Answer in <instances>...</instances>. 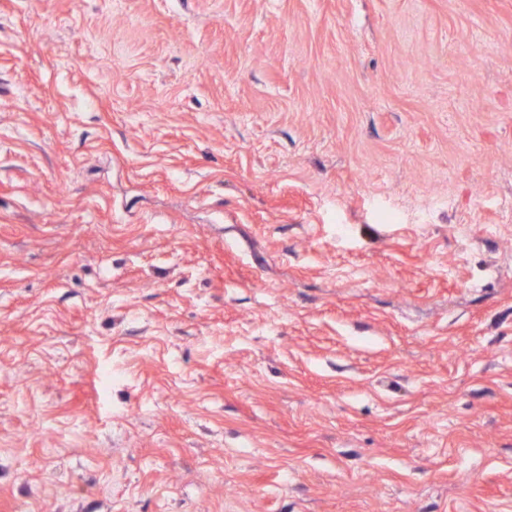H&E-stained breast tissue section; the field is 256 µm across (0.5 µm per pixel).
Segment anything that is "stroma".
I'll return each instance as SVG.
<instances>
[{
	"instance_id": "obj_1",
	"label": "stroma",
	"mask_w": 512,
	"mask_h": 512,
	"mask_svg": "<svg viewBox=\"0 0 512 512\" xmlns=\"http://www.w3.org/2000/svg\"><path fill=\"white\" fill-rule=\"evenodd\" d=\"M0 512H512V0H0Z\"/></svg>"
}]
</instances>
